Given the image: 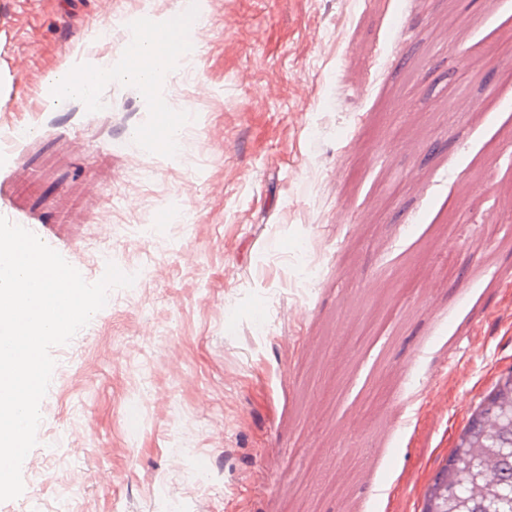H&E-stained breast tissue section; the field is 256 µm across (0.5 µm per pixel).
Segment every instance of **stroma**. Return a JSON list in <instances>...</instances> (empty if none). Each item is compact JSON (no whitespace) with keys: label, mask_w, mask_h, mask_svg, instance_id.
<instances>
[{"label":"stroma","mask_w":512,"mask_h":512,"mask_svg":"<svg viewBox=\"0 0 512 512\" xmlns=\"http://www.w3.org/2000/svg\"><path fill=\"white\" fill-rule=\"evenodd\" d=\"M103 8L0 0V131L30 130L0 216L51 225L86 281L135 277L52 348L30 455L55 477L23 468L0 512H417L512 368V0L206 2L190 66L73 115L47 89L75 51L126 64Z\"/></svg>","instance_id":"stroma-1"}]
</instances>
